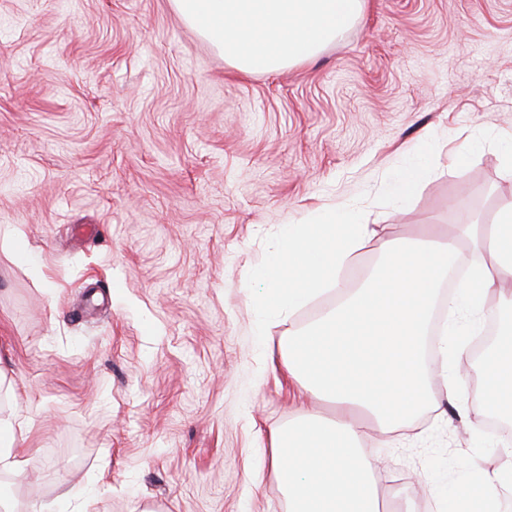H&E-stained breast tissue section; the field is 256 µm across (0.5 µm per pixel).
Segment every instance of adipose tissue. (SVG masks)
I'll use <instances>...</instances> for the list:
<instances>
[{
    "mask_svg": "<svg viewBox=\"0 0 512 512\" xmlns=\"http://www.w3.org/2000/svg\"><path fill=\"white\" fill-rule=\"evenodd\" d=\"M182 17L221 50L233 67L248 73L276 71L313 57L350 25L363 0H174ZM283 247L267 275L266 312L290 318L302 303L336 288V302L309 326L282 337L277 363L301 389L332 403L336 417L305 416L270 433V463L289 512H381L374 470L359 425L368 416L387 435L425 405L432 379L444 378L449 399L458 386L449 359L469 353L466 336L483 312L496 307L512 324V198L485 224H458L451 234L378 240L374 225L357 223L347 210L329 205L311 229L284 226ZM376 245L381 265L356 278L339 277L361 249ZM478 254L458 293L439 299L448 268L464 251ZM467 303L470 321L449 340L440 331L436 357L423 356L435 304L455 312ZM488 409L512 415V346L493 344L482 358ZM505 463L475 469L456 497L478 501L479 512H502L512 498V448Z\"/></svg>",
    "mask_w": 512,
    "mask_h": 512,
    "instance_id": "adipose-tissue-1",
    "label": "adipose tissue"
}]
</instances>
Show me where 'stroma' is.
<instances>
[{
	"mask_svg": "<svg viewBox=\"0 0 512 512\" xmlns=\"http://www.w3.org/2000/svg\"><path fill=\"white\" fill-rule=\"evenodd\" d=\"M512 0H364L310 60L237 71L173 0H0V417L23 419L16 512H288L271 429L332 419L264 355L328 291L266 318L282 228L339 203L390 236L512 198ZM422 166L408 198L392 184ZM440 381L368 439L389 512L501 457Z\"/></svg>",
	"mask_w": 512,
	"mask_h": 512,
	"instance_id": "stroma-1",
	"label": "stroma"
}]
</instances>
